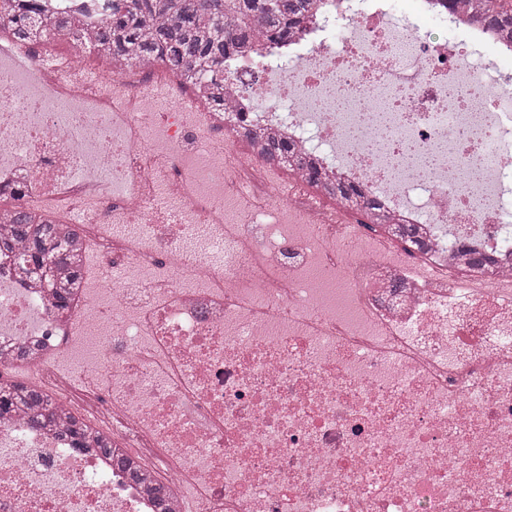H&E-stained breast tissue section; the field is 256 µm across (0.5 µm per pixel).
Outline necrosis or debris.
<instances>
[{
  "label": "necrosis or debris",
  "mask_w": 512,
  "mask_h": 512,
  "mask_svg": "<svg viewBox=\"0 0 512 512\" xmlns=\"http://www.w3.org/2000/svg\"><path fill=\"white\" fill-rule=\"evenodd\" d=\"M84 67L45 41L0 53V203L77 225L95 258L61 315L0 251V383L25 373L111 434L169 512H512V51L496 33L445 0H314L293 42L225 58L224 113L157 64L95 85ZM248 136L362 184L424 248L273 182L236 151ZM464 249L488 271L460 267ZM0 512L157 504L64 427L15 416Z\"/></svg>",
  "instance_id": "4bbe7bcc"
}]
</instances>
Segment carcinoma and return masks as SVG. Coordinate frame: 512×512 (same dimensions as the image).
Masks as SVG:
<instances>
[{"mask_svg": "<svg viewBox=\"0 0 512 512\" xmlns=\"http://www.w3.org/2000/svg\"><path fill=\"white\" fill-rule=\"evenodd\" d=\"M313 0H103V18L89 32L75 12L57 10L48 0L14 3L0 0V29L18 42L32 43L57 36L92 50L116 72L128 66L161 63L193 86L207 91L215 111H224V57L236 55L257 37L280 45L293 41L304 29ZM448 7L477 15L476 21L498 32L501 44L512 42V7L501 0H447ZM250 152L273 168L303 174L308 186L324 192L340 205L362 213L369 224H386L378 203L360 185L328 187L313 160L286 140L267 138ZM10 238L21 248V269L44 275L54 307L64 313L79 297L86 257L74 248L76 230L68 224H39L17 210L8 218ZM25 409L35 425H51L61 418L52 399L25 382L0 389V419ZM72 446L95 447L115 461L133 481L141 480L134 462L112 438L74 418L66 423Z\"/></svg>", "mask_w": 512, "mask_h": 512, "instance_id": "obj_1", "label": "carcinoma"}]
</instances>
